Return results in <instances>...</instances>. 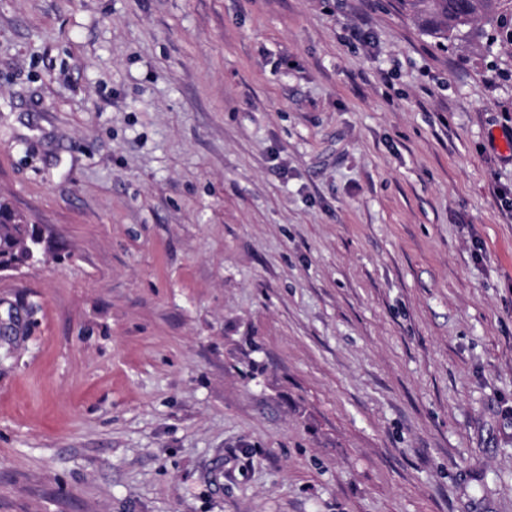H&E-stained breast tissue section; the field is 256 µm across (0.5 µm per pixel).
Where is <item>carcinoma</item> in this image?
I'll return each instance as SVG.
<instances>
[{
    "label": "carcinoma",
    "instance_id": "carcinoma-1",
    "mask_svg": "<svg viewBox=\"0 0 512 512\" xmlns=\"http://www.w3.org/2000/svg\"><path fill=\"white\" fill-rule=\"evenodd\" d=\"M422 29L449 41L475 21L493 24L504 16V0H399ZM33 227L25 215L0 200V266L27 264L39 251Z\"/></svg>",
    "mask_w": 512,
    "mask_h": 512
}]
</instances>
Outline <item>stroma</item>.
Here are the masks:
<instances>
[{"instance_id": "stroma-1", "label": "stroma", "mask_w": 512, "mask_h": 512, "mask_svg": "<svg viewBox=\"0 0 512 512\" xmlns=\"http://www.w3.org/2000/svg\"><path fill=\"white\" fill-rule=\"evenodd\" d=\"M0 512H512V45L398 0H0ZM42 243L25 215L0 200V266L26 265L35 257Z\"/></svg>"}]
</instances>
